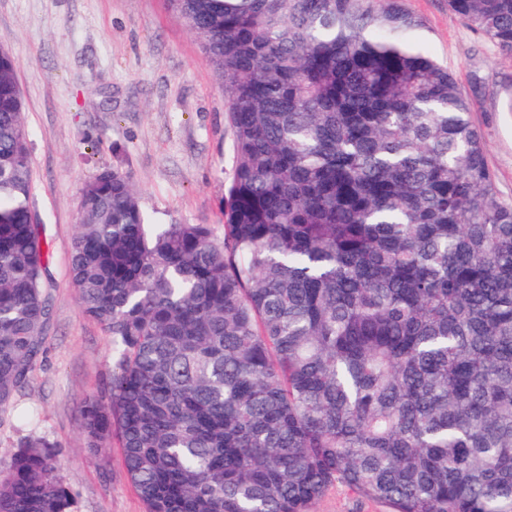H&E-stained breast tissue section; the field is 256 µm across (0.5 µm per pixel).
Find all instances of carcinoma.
I'll use <instances>...</instances> for the list:
<instances>
[{
  "label": "carcinoma",
  "mask_w": 512,
  "mask_h": 512,
  "mask_svg": "<svg viewBox=\"0 0 512 512\" xmlns=\"http://www.w3.org/2000/svg\"><path fill=\"white\" fill-rule=\"evenodd\" d=\"M224 87V235L157 224L120 166L85 185L70 275L112 339L108 400L147 512H512V206L472 101L399 0H169ZM512 55V0H448ZM15 60L0 46V412L43 353L48 266ZM154 229H149V226ZM46 436L0 512H76ZM310 512H392L379 501L362 498L343 485H336L310 506Z\"/></svg>",
  "instance_id": "1"
}]
</instances>
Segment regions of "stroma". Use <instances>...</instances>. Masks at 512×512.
Instances as JSON below:
<instances>
[{"mask_svg": "<svg viewBox=\"0 0 512 512\" xmlns=\"http://www.w3.org/2000/svg\"><path fill=\"white\" fill-rule=\"evenodd\" d=\"M423 27L416 42L447 65L471 98L493 186L512 205V55L448 8L400 0ZM0 40L25 99L32 208L49 254L51 324L15 407L0 414V471L28 432L61 449V476L77 512H145L122 450L93 455L80 423L90 396L107 393L112 343L81 308L70 253L83 188L123 164L146 213L165 224L224 231V190L235 164L228 104L200 39L167 0H0ZM310 512H392L337 485Z\"/></svg>", "mask_w": 512, "mask_h": 512, "instance_id": "1", "label": "stroma"}]
</instances>
